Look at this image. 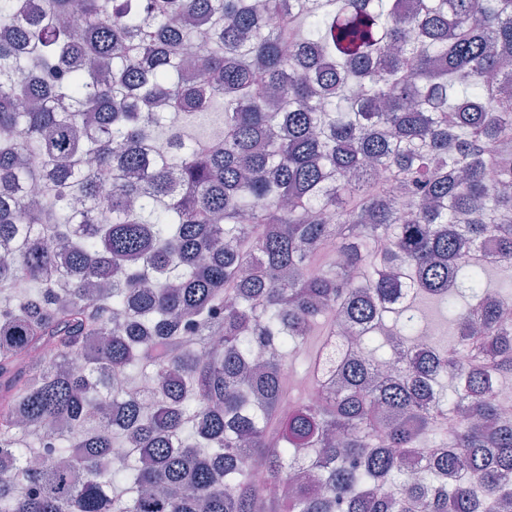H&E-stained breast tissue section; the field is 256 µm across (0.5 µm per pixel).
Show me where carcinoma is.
<instances>
[{"label": "carcinoma", "instance_id": "obj_1", "mask_svg": "<svg viewBox=\"0 0 512 512\" xmlns=\"http://www.w3.org/2000/svg\"><path fill=\"white\" fill-rule=\"evenodd\" d=\"M1 22L0 512L509 507L488 270L512 274V0H0ZM428 304L445 345L420 343ZM324 321L323 400L284 413ZM322 336L318 333L311 336L307 343L304 345L303 353L296 361V370L288 368V380H287V394L283 400V406L288 408V403L295 401L301 397H304L307 387L309 386V379L304 376V373L300 369V364L303 362V357L312 356L321 344Z\"/></svg>", "mask_w": 512, "mask_h": 512}]
</instances>
